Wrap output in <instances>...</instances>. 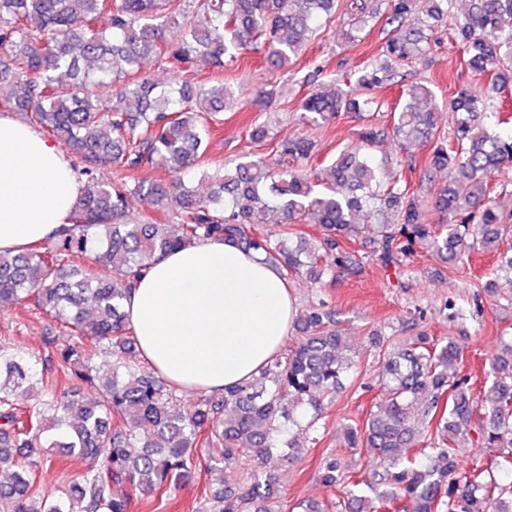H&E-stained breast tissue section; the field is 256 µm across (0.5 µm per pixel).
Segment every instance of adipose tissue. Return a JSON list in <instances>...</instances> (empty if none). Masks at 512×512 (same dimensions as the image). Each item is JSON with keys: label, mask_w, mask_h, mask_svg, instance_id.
<instances>
[{"label": "adipose tissue", "mask_w": 512, "mask_h": 512, "mask_svg": "<svg viewBox=\"0 0 512 512\" xmlns=\"http://www.w3.org/2000/svg\"><path fill=\"white\" fill-rule=\"evenodd\" d=\"M83 193L54 143L0 115V253L53 236ZM124 309L138 348L168 382L220 393L257 376L283 348L296 305L257 253L210 240L156 261Z\"/></svg>", "instance_id": "obj_1"}]
</instances>
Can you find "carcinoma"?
I'll use <instances>...</instances> for the list:
<instances>
[{
	"instance_id": "cac0c4a2",
	"label": "carcinoma",
	"mask_w": 512,
	"mask_h": 512,
	"mask_svg": "<svg viewBox=\"0 0 512 512\" xmlns=\"http://www.w3.org/2000/svg\"><path fill=\"white\" fill-rule=\"evenodd\" d=\"M449 0H389L393 35L382 59L338 80L328 77L298 105L303 124L319 129L340 112L381 108L373 96L342 91L341 81L375 90L394 65L422 54L412 18L448 17ZM337 0H0V109L66 142L82 159L84 192L70 223L20 252L0 253V311L28 301L65 329L47 338L41 364L0 345V512H131L134 497L167 492L200 468L245 464L238 485L215 489L198 512H290L277 498L266 461L301 459L297 435L317 431L328 406L357 373L356 353L320 299L295 321L296 338L251 381L182 405L178 388L141 365L124 301L151 264L167 253L221 239L261 254L284 276L320 284L355 255L362 212L374 219L373 254L385 269L425 248L456 261L476 249L498 251L490 290L512 288V248H500L512 217L498 198L512 167V115L496 95L512 84V0H470L450 34L485 77L460 87L446 106L454 127L437 124L439 104L427 85H405L391 127L369 126L360 142L311 175L314 142L275 145V157L211 165L205 140L224 113L239 110L224 66L250 50L279 69L291 64ZM359 22L379 14L371 0L347 4ZM170 72L154 82L147 62ZM213 76L199 81V71ZM110 90V96L96 93ZM390 136L401 149L430 146L429 168L448 175L433 207L448 215L430 224L420 193L401 183L397 158L377 156ZM163 171L167 179L102 183L97 169ZM133 198L154 216L128 220ZM281 227L262 233L256 216ZM314 224L320 235L297 232ZM112 277L99 276L97 267ZM110 347L112 364H93ZM384 393L363 424L341 428L347 448H364V471L327 457L322 480L341 489L330 505L297 503L301 512H512V335L501 336L486 372V395L459 375L460 347L421 330L403 341L371 336ZM19 391L37 405L23 406ZM474 425L468 433L464 427ZM462 444L501 449L499 459L459 467ZM59 448L92 461L82 475L45 493L37 485L44 452Z\"/></svg>"
}]
</instances>
